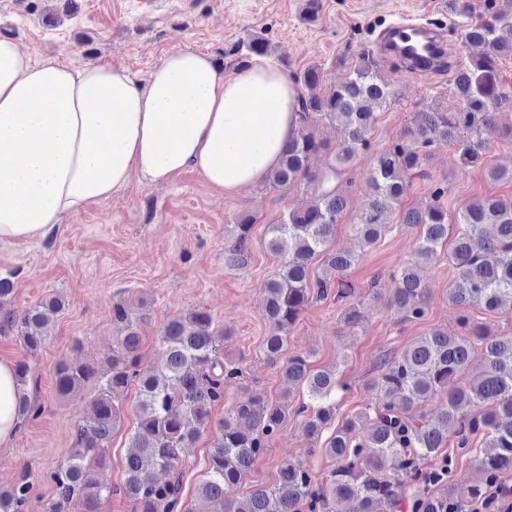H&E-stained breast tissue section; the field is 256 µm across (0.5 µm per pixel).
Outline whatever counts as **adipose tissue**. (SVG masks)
<instances>
[{
    "label": "adipose tissue",
    "mask_w": 512,
    "mask_h": 512,
    "mask_svg": "<svg viewBox=\"0 0 512 512\" xmlns=\"http://www.w3.org/2000/svg\"><path fill=\"white\" fill-rule=\"evenodd\" d=\"M297 89L263 58L224 74L184 47L146 81L97 63L34 60L0 38V244L45 236L132 179L196 169L224 194L261 184L298 129ZM16 382L0 360V446L14 439Z\"/></svg>",
    "instance_id": "adipose-tissue-1"
}]
</instances>
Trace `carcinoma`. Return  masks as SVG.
Returning <instances> with one entry per match:
<instances>
[{"instance_id": "obj_1", "label": "carcinoma", "mask_w": 512, "mask_h": 512, "mask_svg": "<svg viewBox=\"0 0 512 512\" xmlns=\"http://www.w3.org/2000/svg\"><path fill=\"white\" fill-rule=\"evenodd\" d=\"M448 11L470 18L462 25L460 45L480 52L467 61L443 65L452 72L453 103H437L421 114L388 148L376 153L368 177L370 198L350 225L366 245L376 243L392 222L419 228L415 260L391 273L394 283L386 305L403 321H420L426 314L428 291L418 267L444 258L455 277L448 300L460 311V332L433 330L413 340L398 354L383 356L368 385L371 404L365 411L336 425V394L346 390L332 370L316 369L310 354L286 355L288 330L311 301L312 262L323 255L327 272L316 280L317 296L335 294L346 300L354 291L343 279L357 256L329 249L330 240L346 212L348 199L341 183L354 158L371 149L377 111L397 101L382 76L385 65L406 62L385 59L366 42L359 43L344 80L323 91L322 68L310 66L294 75L298 129L278 168L269 178L274 187L307 184L312 196L283 214L269 228L268 249L282 257L278 273L264 286L263 317L272 328L262 350L266 361L280 368L288 388H301L308 402L305 430L320 437L334 466L313 479L307 465L284 461L274 483L258 485L245 494L238 489L250 475L268 440L288 416L286 400L269 401L247 395L236 401L216 428L207 471L195 502L184 498L182 479L191 448L211 428V411L224 399V383L243 374L239 364L224 357V332L203 310L170 320L163 328L162 355L154 365L141 363V336L128 321L123 303L112 306V318L125 323L107 368L92 361L62 362L56 368V391L73 395L93 384L90 415L77 426L67 463L50 472L56 499L44 512H64L74 495L86 512H100L112 489L101 484L96 471L106 461V449L121 423L119 401L131 386L138 390V421L128 437L125 480L118 488L132 503V512H210L219 502L224 512H346L343 503L355 500L359 512H471L472 503L488 486L512 470V335L499 336L471 323L466 310L481 306L512 309V198L488 196L465 203L448 215L442 198L448 187L437 185L423 208H401L414 177H425L432 153L454 148L462 168L483 163L485 137L497 132V111L512 108V84L499 68L500 57L512 54V0H449ZM239 58L271 54L267 38L250 34L234 49ZM336 123L342 143L331 148L319 136L317 119ZM332 153L325 169L313 171L311 157ZM252 221L235 224L233 241L224 247L225 264L242 266L250 251ZM13 283L0 276V336H16L34 353L45 343L46 329L62 311L55 297L44 299L18 315L5 309ZM479 370L471 372L475 357ZM29 367H15L18 418H34L40 406L28 393ZM437 400L434 413L425 412ZM456 436L457 452L466 455L472 437H483L491 452L478 459L477 477L469 497L455 496L448 477L455 459L443 454L448 433ZM159 470L164 480L149 475ZM32 483L22 480L0 489V512H30Z\"/></svg>"}]
</instances>
